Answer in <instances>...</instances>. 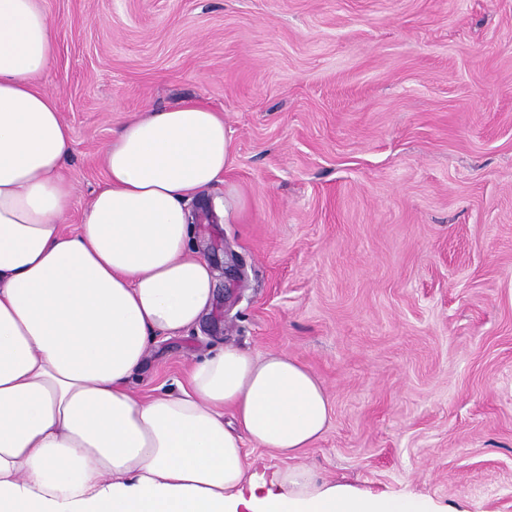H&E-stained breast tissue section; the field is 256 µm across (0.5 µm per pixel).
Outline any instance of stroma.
<instances>
[{
  "label": "stroma",
  "instance_id": "35a3bbf8",
  "mask_svg": "<svg viewBox=\"0 0 512 512\" xmlns=\"http://www.w3.org/2000/svg\"><path fill=\"white\" fill-rule=\"evenodd\" d=\"M44 83L72 131L73 229L136 115L223 113L234 164L197 202L215 298L153 346L140 395L232 343L279 351L331 419L297 458L247 448L258 492L320 484L512 512V0H41Z\"/></svg>",
  "mask_w": 512,
  "mask_h": 512
}]
</instances>
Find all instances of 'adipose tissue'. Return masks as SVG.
<instances>
[{"instance_id": "1", "label": "adipose tissue", "mask_w": 512, "mask_h": 512, "mask_svg": "<svg viewBox=\"0 0 512 512\" xmlns=\"http://www.w3.org/2000/svg\"><path fill=\"white\" fill-rule=\"evenodd\" d=\"M54 53L39 0H0V512H433L298 468L245 494V445L293 458L329 421L323 386L284 353L228 344L178 393L134 392L158 338L212 307L187 204L232 168L229 128L199 100L124 124L65 232L71 132L41 88Z\"/></svg>"}]
</instances>
